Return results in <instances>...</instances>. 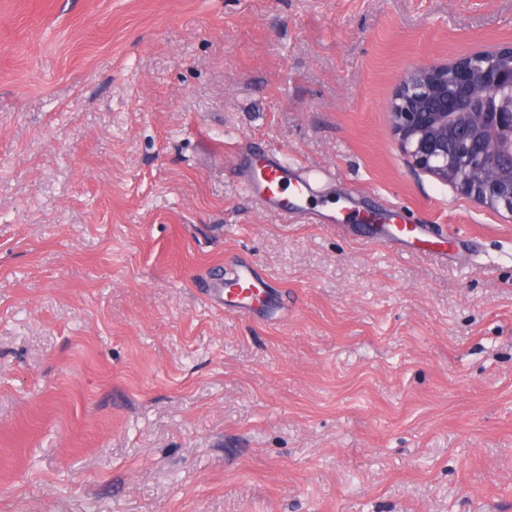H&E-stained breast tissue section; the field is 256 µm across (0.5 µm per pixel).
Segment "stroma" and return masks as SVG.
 <instances>
[{"label":"stroma","instance_id":"obj_1","mask_svg":"<svg viewBox=\"0 0 512 512\" xmlns=\"http://www.w3.org/2000/svg\"><path fill=\"white\" fill-rule=\"evenodd\" d=\"M510 44L512 0H0V512H512V221L388 115ZM259 142L447 263L266 211ZM378 213L381 220H384L382 224H374L379 243L415 255L423 254L440 259L448 257V253L442 247V241L429 238L435 235L426 227L420 224H387L386 220L394 217ZM267 288V280L252 261L242 256L224 261V289L220 298L225 312L243 318L259 317L268 305Z\"/></svg>","mask_w":512,"mask_h":512}]
</instances>
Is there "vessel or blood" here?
Returning a JSON list of instances; mask_svg holds the SVG:
<instances>
[{
	"label": "vessel or blood",
	"mask_w": 512,
	"mask_h": 512,
	"mask_svg": "<svg viewBox=\"0 0 512 512\" xmlns=\"http://www.w3.org/2000/svg\"><path fill=\"white\" fill-rule=\"evenodd\" d=\"M245 189L258 203L283 219L311 224L323 221L310 205L312 185L308 175L302 169L289 167L280 151L255 149ZM375 233L381 244L403 252L440 259L446 256L441 241L432 239L429 230L418 224L382 223L376 225ZM267 287V280L252 261L241 256L225 260L224 289L220 297L226 312L243 318L260 316L268 305Z\"/></svg>",
	"instance_id": "1"
}]
</instances>
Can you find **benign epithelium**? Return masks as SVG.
I'll return each instance as SVG.
<instances>
[{
  "label": "benign epithelium",
  "instance_id": "benign-epithelium-1",
  "mask_svg": "<svg viewBox=\"0 0 512 512\" xmlns=\"http://www.w3.org/2000/svg\"><path fill=\"white\" fill-rule=\"evenodd\" d=\"M389 112L414 170L512 219V45L414 68Z\"/></svg>",
  "mask_w": 512,
  "mask_h": 512
}]
</instances>
